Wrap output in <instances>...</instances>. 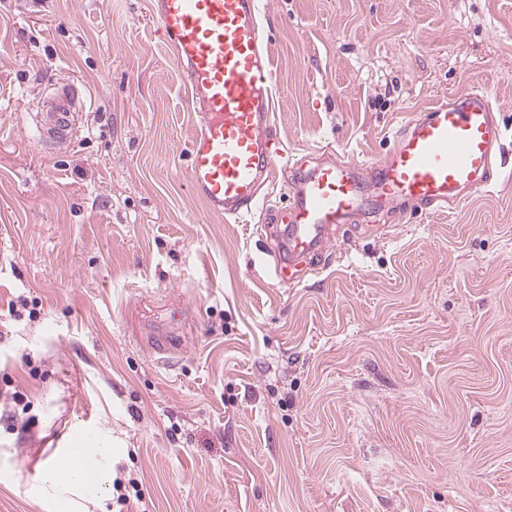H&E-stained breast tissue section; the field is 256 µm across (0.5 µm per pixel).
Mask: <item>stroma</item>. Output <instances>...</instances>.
Masks as SVG:
<instances>
[{
  "label": "stroma",
  "instance_id": "obj_1",
  "mask_svg": "<svg viewBox=\"0 0 512 512\" xmlns=\"http://www.w3.org/2000/svg\"><path fill=\"white\" fill-rule=\"evenodd\" d=\"M151 0H0V512H60L79 449L128 512H512V0H269L277 137L377 158L483 86L503 177L339 230L279 280L265 211L192 193ZM84 114L45 149L62 83ZM25 395L16 405L14 393ZM70 457L81 461L76 448H71ZM79 461L49 460L44 472L45 482L51 487L85 488L88 491L105 492L108 488L106 472L101 469L97 482L91 486L83 478L82 466Z\"/></svg>",
  "mask_w": 512,
  "mask_h": 512
}]
</instances>
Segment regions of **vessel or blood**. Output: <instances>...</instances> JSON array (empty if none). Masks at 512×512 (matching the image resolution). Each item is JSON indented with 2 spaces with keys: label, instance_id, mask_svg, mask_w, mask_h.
<instances>
[{
  "label": "vessel or blood",
  "instance_id": "1",
  "mask_svg": "<svg viewBox=\"0 0 512 512\" xmlns=\"http://www.w3.org/2000/svg\"><path fill=\"white\" fill-rule=\"evenodd\" d=\"M262 0H152L181 68L197 116L187 180L211 212L228 220L250 215L261 188H275L281 150L272 86L275 71L261 25ZM81 102L63 86L35 117L51 145L73 136ZM506 129L485 87L437 100L411 118L383 157H330L291 184L288 237L276 265L290 277L301 260L321 255L334 234L363 215L362 189L381 207L452 210L487 191L499 174Z\"/></svg>",
  "mask_w": 512,
  "mask_h": 512
}]
</instances>
